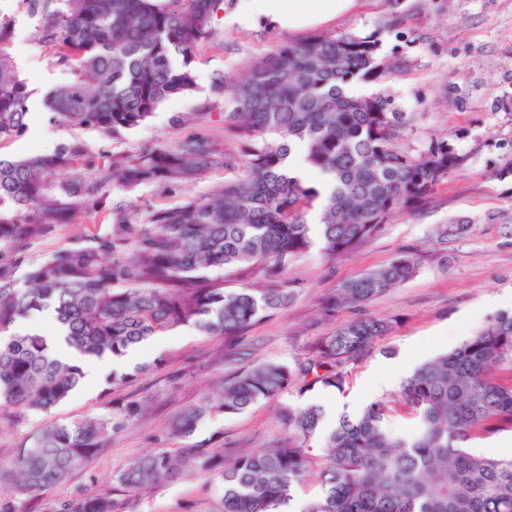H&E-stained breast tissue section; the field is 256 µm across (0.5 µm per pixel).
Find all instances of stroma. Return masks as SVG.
Instances as JSON below:
<instances>
[{
  "label": "stroma",
  "instance_id": "1",
  "mask_svg": "<svg viewBox=\"0 0 512 512\" xmlns=\"http://www.w3.org/2000/svg\"><path fill=\"white\" fill-rule=\"evenodd\" d=\"M237 7L238 0H224L223 11L212 22L214 37L196 49L192 91L165 100L144 125L122 136L81 131L89 149L82 160L85 171L110 156L169 148L187 137L233 151V144L224 140V99L212 90L214 77H244L277 45L340 34L376 36L380 56L402 62L392 76L352 85L356 96L383 97L390 111L412 116L398 148L415 156L431 142L444 140L457 153L459 166L426 201L390 215L381 231L361 246L335 257L315 247L292 264L286 276L293 300L252 327L234 354H227L223 337L183 326L143 347L139 361L146 369L129 383H83L51 414L16 424L10 415L0 416L4 459L49 423L78 421L126 399L144 397L151 403L144 420L113 435L108 447L67 483L29 501V512H49L78 490L111 489L113 474L128 462L171 447L166 437L171 419L195 402L219 372L264 361L295 364L320 337L364 315L390 324L372 349L348 365L343 390L319 385L302 393L292 389L243 413L204 420L190 438L194 444L214 439L251 452L286 438L277 417L279 406L317 404L353 416L371 402L395 401L398 383L416 368L457 347L498 312L512 311V0H354L336 18L295 30L265 21L240 27L233 21ZM392 17L399 18V25L386 27ZM1 18L9 21L11 37L0 48L31 96L25 135L0 145V156L49 153L73 133L48 121L43 96L67 80L69 72L56 64L40 39L43 13L30 12L26 0H0ZM239 173L236 167L218 168L176 188L146 184L110 189L107 208L83 213L31 245L30 251L42 258L71 240L106 232L116 207L132 223H141L152 210L177 206ZM451 224L467 225V234L437 240V228ZM403 254L418 263L411 280L365 306L323 313L324 298L343 282ZM219 356L224 359L220 368L214 364ZM223 494L220 481L189 473L134 498L131 512H215Z\"/></svg>",
  "mask_w": 512,
  "mask_h": 512
}]
</instances>
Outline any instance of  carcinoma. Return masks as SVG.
<instances>
[{
  "label": "carcinoma",
  "mask_w": 512,
  "mask_h": 512,
  "mask_svg": "<svg viewBox=\"0 0 512 512\" xmlns=\"http://www.w3.org/2000/svg\"><path fill=\"white\" fill-rule=\"evenodd\" d=\"M48 16L43 42L58 61H75L71 77L44 98L49 120L72 130L117 136L142 125L170 97L195 85L196 46L214 36L224 0H28ZM0 143L28 128L31 92L1 43ZM372 37L313 36L276 48L240 80L219 75L224 138L244 157L238 177L210 193L148 213L141 224L112 215L110 231L38 260L28 246L85 210L106 192L160 182L180 186L234 158L199 138L132 157L113 156L87 173L77 136L50 154L0 159V409L46 415L82 383V367L61 357L40 332L15 326L51 312L58 335L81 356L119 358L182 326L224 337L231 345L291 299L283 274L317 244L346 253L378 234L390 214L426 200L458 156L439 140L417 156L399 151L403 125L380 98H356L357 80L396 73ZM329 178L328 189L290 174L288 157ZM319 222L308 223L313 211ZM258 268L261 288H224V274ZM417 272L410 256L345 282L324 310L362 306ZM389 329L363 317L323 337L292 366L266 361L221 377L214 392L180 411L167 437H190L206 418L236 415L292 388L337 390L346 366ZM512 366V312L494 315L450 352L406 377L399 402L411 427L389 425L378 400L325 431L319 405L283 406L288 441L224 459L203 444L151 452L113 476L114 494L77 492L49 512H125L118 497L136 496L194 470L224 485L221 512H280L294 487L318 474L322 492L303 512H512V457L478 453L468 443L512 429V384L496 381ZM144 399L76 422L52 423L7 463L0 460V512H25L22 498L66 482L115 432L145 415Z\"/></svg>",
  "instance_id": "obj_1"
}]
</instances>
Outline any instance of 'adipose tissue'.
Wrapping results in <instances>:
<instances>
[{"mask_svg": "<svg viewBox=\"0 0 512 512\" xmlns=\"http://www.w3.org/2000/svg\"><path fill=\"white\" fill-rule=\"evenodd\" d=\"M351 3L352 0H240L234 19L246 26L264 19L290 29L335 17Z\"/></svg>", "mask_w": 512, "mask_h": 512, "instance_id": "1", "label": "adipose tissue"}]
</instances>
